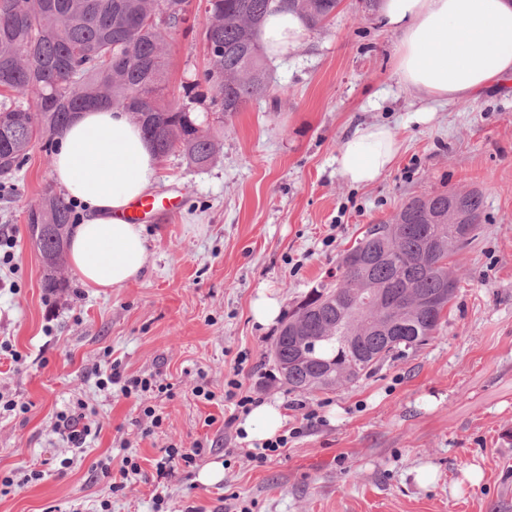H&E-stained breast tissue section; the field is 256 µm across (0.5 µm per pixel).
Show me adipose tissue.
<instances>
[{
	"label": "adipose tissue",
	"mask_w": 512,
	"mask_h": 512,
	"mask_svg": "<svg viewBox=\"0 0 512 512\" xmlns=\"http://www.w3.org/2000/svg\"><path fill=\"white\" fill-rule=\"evenodd\" d=\"M379 9L397 36L396 74L422 98L475 99L512 78V0H382ZM308 33L304 17L278 12L267 18L260 40L280 60ZM58 140L53 180L83 209L69 237V261L82 287H125L141 275L149 251L141 225L121 213L154 187L159 159L130 114L112 107L78 112ZM400 148L387 125L356 127L337 149V170L351 185H371Z\"/></svg>",
	"instance_id": "adipose-tissue-1"
}]
</instances>
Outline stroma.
I'll return each mask as SVG.
<instances>
[{
	"label": "stroma",
	"mask_w": 512,
	"mask_h": 512,
	"mask_svg": "<svg viewBox=\"0 0 512 512\" xmlns=\"http://www.w3.org/2000/svg\"><path fill=\"white\" fill-rule=\"evenodd\" d=\"M201 2L190 0V28L171 42L170 90L207 66ZM394 41L378 11L341 0L325 28L273 63L276 102L225 123L209 167L161 160L154 194L183 206L144 225L149 263L126 287L91 293L66 261L67 288L46 291L26 212L54 184L53 154L35 145L0 178V230L18 241L13 269L0 270V341L23 356L0 365V391L29 404L0 418V474L44 472L0 493V512H99L105 499L111 512H152L155 463L172 444L203 450L166 480L170 512H235L242 501L252 512H512V80L475 101H424L399 82ZM424 110L433 120L413 121ZM370 123L388 125L401 150L380 180L355 187L336 151ZM448 189L479 191L484 209L475 241L452 258L459 288L438 333L356 383L289 392L269 356L278 327L254 322L253 301L274 296L289 313L369 225ZM113 361L173 383L156 434L141 436L133 400L98 390ZM235 376L281 407L285 428L298 426L300 404L319 416L261 467L238 435L243 413L222 398ZM203 382L214 403L194 398ZM79 399L101 428L81 453L54 431ZM107 455L113 469L130 455L142 467L116 495L92 469ZM211 465L223 478L201 482Z\"/></svg>",
	"instance_id": "obj_1"
}]
</instances>
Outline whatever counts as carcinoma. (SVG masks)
<instances>
[{"label":"carcinoma","instance_id":"1","mask_svg":"<svg viewBox=\"0 0 512 512\" xmlns=\"http://www.w3.org/2000/svg\"><path fill=\"white\" fill-rule=\"evenodd\" d=\"M204 2L207 16L221 20L203 32L216 52L202 80L168 94L167 45L189 0H0V90L32 98L27 106L0 104V174L17 169L35 143L52 145L74 114L98 106L129 112L159 158L177 153L191 167H208L224 122L270 96L258 36L267 14L294 10L321 30L340 0ZM483 205L476 190L430 193L368 226L341 256L336 283L311 289L281 323L271 357L288 390L352 384L426 345L456 297L451 257L475 240ZM71 218L64 195L53 191L27 211L49 291L67 287L59 262ZM455 224L467 227L465 240Z\"/></svg>","mask_w":512,"mask_h":512}]
</instances>
